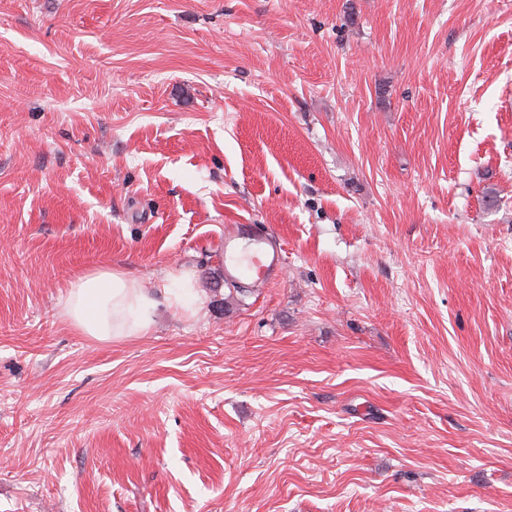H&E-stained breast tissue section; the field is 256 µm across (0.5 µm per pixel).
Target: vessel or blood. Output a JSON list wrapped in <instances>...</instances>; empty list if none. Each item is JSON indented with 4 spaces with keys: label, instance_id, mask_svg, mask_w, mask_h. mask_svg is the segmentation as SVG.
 Returning <instances> with one entry per match:
<instances>
[{
    "label": "vessel or blood",
    "instance_id": "obj_1",
    "mask_svg": "<svg viewBox=\"0 0 512 512\" xmlns=\"http://www.w3.org/2000/svg\"><path fill=\"white\" fill-rule=\"evenodd\" d=\"M279 242L255 225L245 224L224 232V277L236 280L253 278L257 285L277 279L284 267Z\"/></svg>",
    "mask_w": 512,
    "mask_h": 512
}]
</instances>
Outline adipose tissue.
Segmentation results:
<instances>
[{
    "instance_id": "1",
    "label": "adipose tissue",
    "mask_w": 512,
    "mask_h": 512,
    "mask_svg": "<svg viewBox=\"0 0 512 512\" xmlns=\"http://www.w3.org/2000/svg\"><path fill=\"white\" fill-rule=\"evenodd\" d=\"M156 301L137 277L109 269L76 278L65 298L64 313L81 334L98 341L144 335Z\"/></svg>"
}]
</instances>
